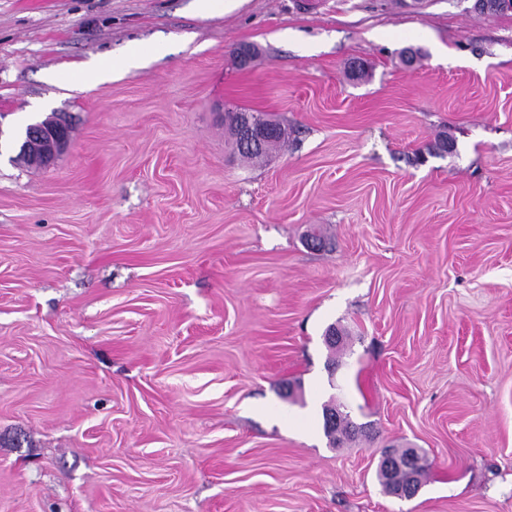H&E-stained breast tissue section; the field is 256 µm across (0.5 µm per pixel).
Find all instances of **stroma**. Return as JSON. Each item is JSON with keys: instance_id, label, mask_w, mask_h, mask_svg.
Here are the masks:
<instances>
[{"instance_id": "35a3bbf8", "label": "stroma", "mask_w": 512, "mask_h": 512, "mask_svg": "<svg viewBox=\"0 0 512 512\" xmlns=\"http://www.w3.org/2000/svg\"><path fill=\"white\" fill-rule=\"evenodd\" d=\"M236 109L287 142L241 156ZM0 512H512V12L0 0ZM37 131L32 132L27 136L25 142L22 144L21 149H28L35 147L41 150L43 159L46 163H50L55 154L58 146L62 144V133L65 129L66 123L59 121L58 124H45L36 125ZM37 138L36 141H33ZM332 408H334L336 410V414L332 413L331 416L332 417L335 416L336 419L334 421V425L331 428H329L327 425V421L324 418V412H326V416H327V412L330 415L329 411H332L333 410ZM332 408H329L328 405L323 407V426H324V432H325L326 436L329 437V439H330V443L333 446H335V444L337 445L338 442H340V440L337 437L338 433L345 434L346 436H348V439H349L352 436H354L356 434V432H358V430H357V426L352 421H350V419L348 418L347 413H343L342 411H340L339 409H337L335 407H332ZM405 448L403 449H394L389 450L385 453V467H384V482L388 488L389 494L395 497H399L406 494V490L403 489V486L409 487L414 491H418L421 486V474H422V466L417 465L415 469L403 471L401 474V484L398 483V478L396 473L402 469L408 468L413 461V456L411 452L404 454ZM383 463L380 464V469L378 472V480L381 485L384 487L385 484L383 482V474L381 473ZM415 477H412V475ZM385 488V487H384Z\"/></svg>"}]
</instances>
